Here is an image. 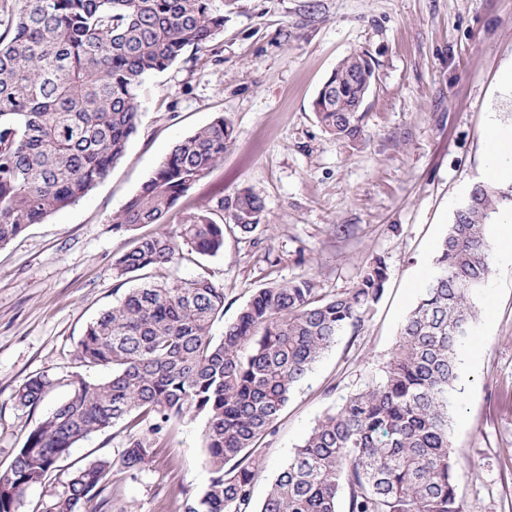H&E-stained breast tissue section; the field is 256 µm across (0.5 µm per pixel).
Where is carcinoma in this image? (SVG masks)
I'll return each instance as SVG.
<instances>
[{"label": "carcinoma", "instance_id": "cac0c4a2", "mask_svg": "<svg viewBox=\"0 0 512 512\" xmlns=\"http://www.w3.org/2000/svg\"><path fill=\"white\" fill-rule=\"evenodd\" d=\"M224 31L213 0H15L0 5V245L90 192L125 155L140 118L144 78L187 50L205 52ZM358 70L342 96L326 89ZM374 79L367 58L348 57L312 107L338 139L361 132ZM233 128L220 115L178 141L141 190L112 218V233L163 224L180 199L224 160ZM512 207V184H473L456 208L416 305L404 319L380 380L342 399L295 449L260 505L254 453L295 387L339 336L359 332L381 299L388 267L375 259L354 288L319 297L307 279L258 289L217 340L224 287L210 279H155L183 250L215 256L227 229L253 234L264 203L251 188L190 208L175 229L143 237L113 260L137 285L91 322L77 345L104 380L78 376L69 396L33 428L0 471V512H18L24 491L89 435L132 414L151 433L186 416L205 419L212 477L184 512H465L451 440L458 348L472 336L475 301L487 286L494 244L487 226ZM52 380L24 381L16 399L35 407ZM155 439L133 435L121 461L138 471ZM110 463L77 468L56 512H79L104 491Z\"/></svg>", "mask_w": 512, "mask_h": 512}]
</instances>
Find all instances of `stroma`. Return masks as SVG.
Listing matches in <instances>:
<instances>
[{"label":"stroma","mask_w":512,"mask_h":512,"mask_svg":"<svg viewBox=\"0 0 512 512\" xmlns=\"http://www.w3.org/2000/svg\"><path fill=\"white\" fill-rule=\"evenodd\" d=\"M224 31L208 52L186 51L139 90L138 133L108 176L77 203L0 245V469L69 394L75 376L106 379L107 366L76 357L86 327L116 302L113 257L147 224L112 232L172 145L224 115L234 142L181 206L215 205L251 187L264 200L255 240L226 233L214 257L186 255L170 268L224 287L222 336L267 283L311 280L319 296L348 291L378 256L388 266L380 302L357 334L340 336L294 390L257 451L261 502L295 448L343 397L379 378L417 302L453 213L477 182H512V0H215ZM375 67L362 132L339 140L312 102L344 57ZM508 148H487L491 128ZM474 336L458 349L459 404L452 441L456 491L467 512H512V252L496 249ZM55 381L33 408L15 392L28 377ZM201 419L165 428L138 472L125 469L122 426L79 441L18 512H53L71 471L105 459L102 495L81 512H184L211 471Z\"/></svg>","instance_id":"stroma-1"}]
</instances>
